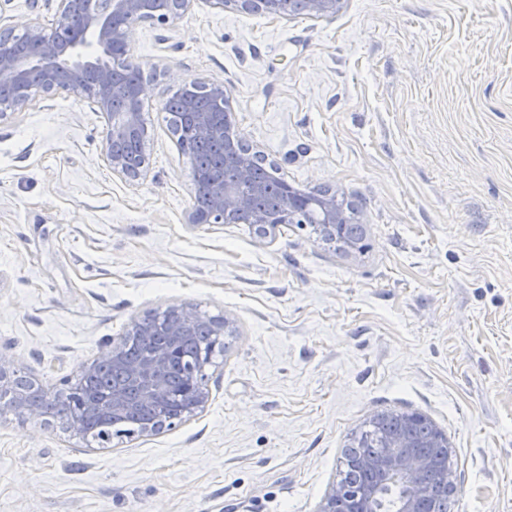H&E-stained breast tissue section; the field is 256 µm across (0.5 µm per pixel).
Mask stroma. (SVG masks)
<instances>
[{"label": "stroma", "instance_id": "1", "mask_svg": "<svg viewBox=\"0 0 512 512\" xmlns=\"http://www.w3.org/2000/svg\"><path fill=\"white\" fill-rule=\"evenodd\" d=\"M55 0H0V25ZM149 175L101 157L106 122L59 95L0 121V356L55 396L135 320L172 305L235 330L202 412L86 442L0 413V512H316L361 425L428 416L454 512H512V0H345L333 16L218 12L142 23ZM224 84L244 139L364 227L192 224L191 158L162 109Z\"/></svg>", "mask_w": 512, "mask_h": 512}]
</instances>
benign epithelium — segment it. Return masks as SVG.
Listing matches in <instances>:
<instances>
[{"instance_id":"7a95c632","label":"benign epithelium","mask_w":512,"mask_h":512,"mask_svg":"<svg viewBox=\"0 0 512 512\" xmlns=\"http://www.w3.org/2000/svg\"><path fill=\"white\" fill-rule=\"evenodd\" d=\"M49 25L38 20L15 28H0V88L17 94L0 103V120L28 108L35 102L65 93L90 100L107 119L103 159L112 173L138 182L147 175L146 165L130 167L117 146L144 136L141 108L148 98V85L141 80L132 85L113 81L115 70L130 60L133 28L150 22L166 25L190 9L197 0H170L166 9L154 0H56ZM215 10L226 8L247 13L254 0H204ZM344 0H262L265 10L282 18L301 13L312 16L334 15ZM209 100V109L199 112L194 101L199 94ZM177 94L185 102L182 113L186 140L217 141L224 146V163L235 171L232 180L223 174L193 168L190 190L193 206L188 213L191 224H235L241 215L250 216L260 233L267 234L287 224H313L320 238L332 234L354 250L358 241L345 236L351 218L338 204L336 191L312 193L299 190L281 179L278 206L270 211L253 210L254 198L271 191L255 179L258 154L235 128L230 93L222 83L197 78L179 82ZM165 321L147 316L133 322L127 336H136L150 345L137 359L127 354V341L110 345L84 373H96L105 366L125 373V380L106 395L84 394L79 380H65L67 389L57 396L62 403L58 417L71 429L83 420H109L124 411L148 413L139 431L141 436L160 433L172 422L170 401L172 378L179 377L182 403L179 419L186 421L202 411L209 401V389L202 370L206 360L187 361L184 340L191 335L200 314L185 305L168 307ZM215 342L234 335L233 323L226 317L209 321ZM17 375L12 364L0 356V411L11 410L23 419L46 422L43 407L13 388ZM398 429L383 442L381 454L362 458L358 466L375 475L374 483L362 494H353L342 484H333L321 500L317 512H374L373 501L387 485H400L404 492L399 512H434L436 500L448 496V484L432 487L425 481L433 466L424 448H450L448 436L427 416L397 412Z\"/></svg>"}]
</instances>
